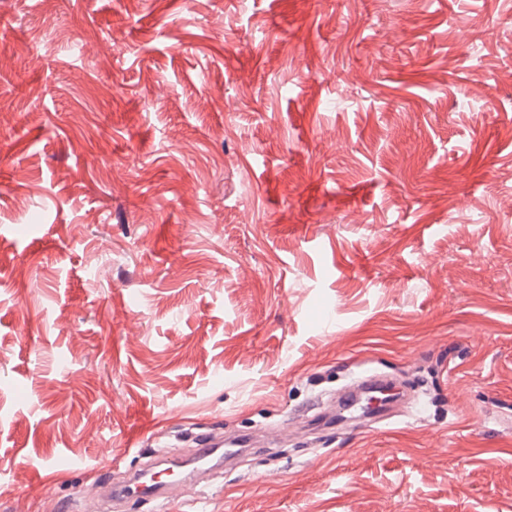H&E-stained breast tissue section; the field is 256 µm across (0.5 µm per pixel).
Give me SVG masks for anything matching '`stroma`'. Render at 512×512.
Wrapping results in <instances>:
<instances>
[{
	"label": "stroma",
	"mask_w": 512,
	"mask_h": 512,
	"mask_svg": "<svg viewBox=\"0 0 512 512\" xmlns=\"http://www.w3.org/2000/svg\"><path fill=\"white\" fill-rule=\"evenodd\" d=\"M3 50L0 512L368 368L424 417L170 512H512V0H0Z\"/></svg>",
	"instance_id": "stroma-1"
}]
</instances>
